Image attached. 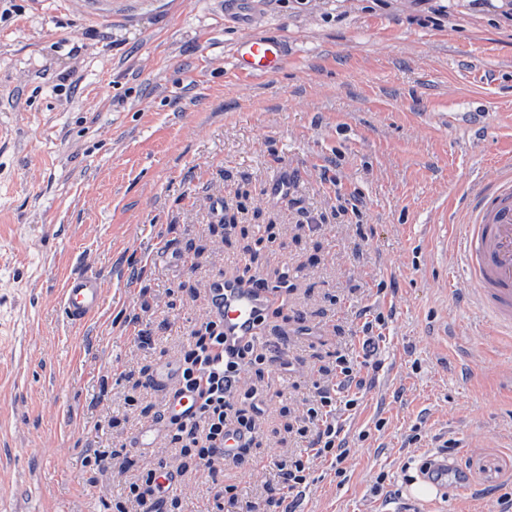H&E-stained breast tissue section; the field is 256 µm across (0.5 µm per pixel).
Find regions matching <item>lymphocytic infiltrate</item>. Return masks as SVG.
<instances>
[{
  "label": "lymphocytic infiltrate",
  "mask_w": 512,
  "mask_h": 512,
  "mask_svg": "<svg viewBox=\"0 0 512 512\" xmlns=\"http://www.w3.org/2000/svg\"><path fill=\"white\" fill-rule=\"evenodd\" d=\"M265 361L276 363L283 371L290 367L287 356L268 354L259 343L225 354L224 336L218 323L212 320L205 323L203 333L192 336L182 346L177 356L180 382L192 393L196 414L188 421L176 415L162 416L164 442L172 455L159 460L156 468L148 469L136 480L126 482L124 497L116 504L117 512H158L161 487L156 471L174 469L178 456L195 453L201 464L214 472L224 467V441L229 435H236L241 448H248L255 421L253 414L241 407L250 394L242 390L240 375L246 365ZM359 374L353 359L340 353L336 356L335 381L317 382V395L301 417L299 428L301 434L311 435L312 440L304 454L290 456L278 464L285 488L291 490L306 483L308 459L328 457L334 465L344 463L348 450L340 436L332 393L337 388L350 389Z\"/></svg>",
  "instance_id": "lymphocytic-infiltrate-1"
}]
</instances>
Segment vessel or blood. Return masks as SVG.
Here are the masks:
<instances>
[{
  "label": "vessel or blood",
  "mask_w": 512,
  "mask_h": 512,
  "mask_svg": "<svg viewBox=\"0 0 512 512\" xmlns=\"http://www.w3.org/2000/svg\"><path fill=\"white\" fill-rule=\"evenodd\" d=\"M288 60L286 44L275 37L252 36L234 48L235 70L246 78L267 77ZM457 240L465 271L474 286L473 299L489 317L495 334L512 345V162H504L498 178L470 193ZM100 277L86 273L68 278L62 290L61 309L67 320L84 325L97 316L103 303ZM272 291L256 281L225 274L209 285L206 305L220 320L224 347L232 350L259 341L260 321L275 303ZM180 370L171 360L159 362L152 386L171 394V410L191 417L195 407L188 391L177 386ZM161 423L147 421L136 430L132 446L142 451L155 447Z\"/></svg>",
  "instance_id": "1"
}]
</instances>
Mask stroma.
I'll list each match as a JSON object with an SVG mask.
<instances>
[{
  "label": "stroma",
  "mask_w": 512,
  "mask_h": 512,
  "mask_svg": "<svg viewBox=\"0 0 512 512\" xmlns=\"http://www.w3.org/2000/svg\"><path fill=\"white\" fill-rule=\"evenodd\" d=\"M224 2L12 0L0 15V512H115L168 456L131 446L165 403L148 382L227 271L276 292L261 336L292 366L243 370L263 409L252 447L216 475L179 457L162 512H211L223 485V512H264L340 350L364 379L340 413L345 473L310 460L291 512H395L450 439L467 480L419 512H499L512 349L467 301L447 211L512 152V21L496 0H257L250 23ZM256 35L282 38L288 62L245 81L233 46ZM78 272L104 287L82 328L60 308Z\"/></svg>",
  "instance_id": "obj_1"
}]
</instances>
